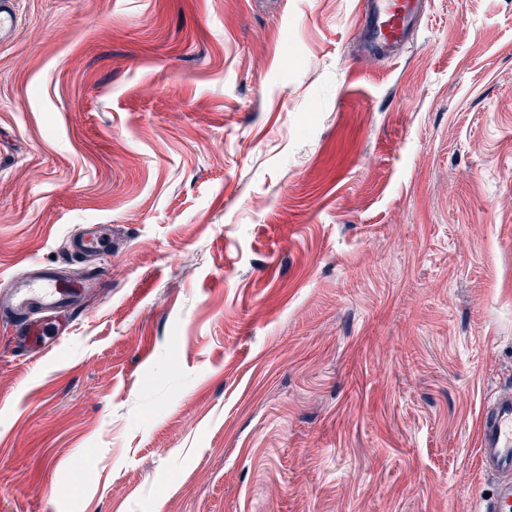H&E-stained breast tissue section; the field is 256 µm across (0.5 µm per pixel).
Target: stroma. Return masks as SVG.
Segmentation results:
<instances>
[{
	"label": "stroma",
	"mask_w": 512,
	"mask_h": 512,
	"mask_svg": "<svg viewBox=\"0 0 512 512\" xmlns=\"http://www.w3.org/2000/svg\"><path fill=\"white\" fill-rule=\"evenodd\" d=\"M17 2L0 285L94 291L42 355L0 323V512H480L512 0H429L365 61L358 0ZM101 224H83L78 233L71 237L69 250L79 254L100 252L103 248Z\"/></svg>",
	"instance_id": "1"
}]
</instances>
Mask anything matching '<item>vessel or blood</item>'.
I'll list each match as a JSON object with an SVG mask.
<instances>
[{
  "mask_svg": "<svg viewBox=\"0 0 512 512\" xmlns=\"http://www.w3.org/2000/svg\"><path fill=\"white\" fill-rule=\"evenodd\" d=\"M425 0H361L362 14L356 37L363 50L387 56L404 50L417 27ZM100 225H82L69 242L79 254L100 252ZM89 291L84 279L67 278L55 269L29 263L11 277L0 295V312L17 317L15 334L31 353L45 350V340L54 332L52 318L78 304ZM483 471L496 478V490L483 512H512V396L495 398L481 420L478 436Z\"/></svg>",
  "mask_w": 512,
  "mask_h": 512,
  "instance_id": "1",
  "label": "vessel or blood"
}]
</instances>
